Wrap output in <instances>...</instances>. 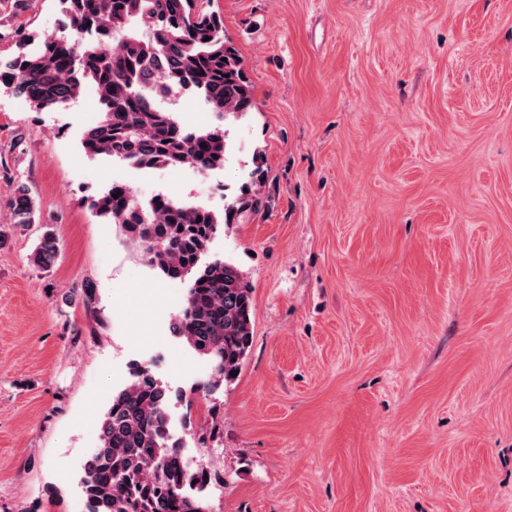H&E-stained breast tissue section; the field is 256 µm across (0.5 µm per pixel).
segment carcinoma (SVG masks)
Instances as JSON below:
<instances>
[{"mask_svg": "<svg viewBox=\"0 0 512 512\" xmlns=\"http://www.w3.org/2000/svg\"><path fill=\"white\" fill-rule=\"evenodd\" d=\"M57 2L64 17L61 35L36 34L0 20V39L17 48L7 61L0 60V85L37 111L64 106L93 88L100 115L81 138L92 158L139 170L224 166V127L188 132L168 107L175 92L188 91L222 120L252 111L244 59L220 15L203 11L198 0ZM252 205V194L243 191L225 202L219 215L187 200L155 195L144 201L128 185L112 186L89 203L95 216L119 225L165 278H191L171 334L213 362L216 383L232 382L230 372L240 371L250 349L252 295L234 265L201 259L220 228L236 223ZM9 208L10 223L0 225V246L13 230L35 222L28 186L15 187ZM58 254L57 239L48 230L29 260L46 271ZM171 399L149 368H132L112 397L99 444L84 466L87 512H212L192 494L194 483L207 473L192 471L181 460L182 445L170 431Z\"/></svg>", "mask_w": 512, "mask_h": 512, "instance_id": "1", "label": "carcinoma"}]
</instances>
